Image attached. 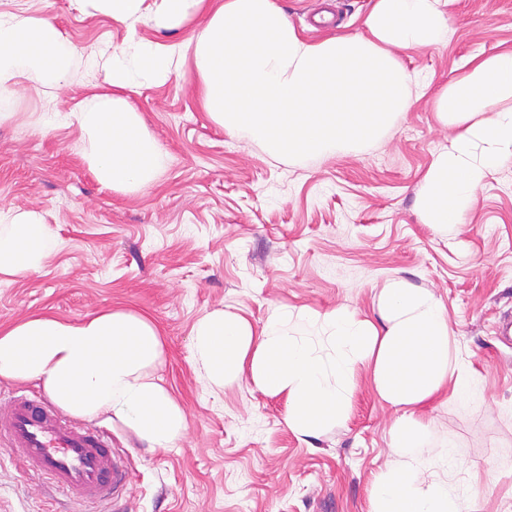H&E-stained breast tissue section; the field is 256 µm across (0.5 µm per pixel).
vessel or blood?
<instances>
[{
    "label": "vessel or blood",
    "instance_id": "b4317fda",
    "mask_svg": "<svg viewBox=\"0 0 512 512\" xmlns=\"http://www.w3.org/2000/svg\"><path fill=\"white\" fill-rule=\"evenodd\" d=\"M0 434L27 468L53 481L77 501L114 498L128 474L112 451V439L61 413L47 400L13 394L0 404Z\"/></svg>",
    "mask_w": 512,
    "mask_h": 512
}]
</instances>
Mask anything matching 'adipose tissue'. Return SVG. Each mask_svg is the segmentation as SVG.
Listing matches in <instances>:
<instances>
[{
	"label": "adipose tissue",
	"mask_w": 512,
	"mask_h": 512,
	"mask_svg": "<svg viewBox=\"0 0 512 512\" xmlns=\"http://www.w3.org/2000/svg\"><path fill=\"white\" fill-rule=\"evenodd\" d=\"M446 4L376 0L367 35L309 41L273 0H224L188 39L135 40L113 54L112 92L86 98L75 114L90 138L85 159L112 188L148 185L164 156L126 93L167 82L189 58L211 118L273 157H332L373 140L408 109L412 92L425 90L399 51L450 44ZM85 63L52 22L0 13V122L14 114L20 79L55 87ZM493 99H512V48L473 57L463 76L439 91L437 118L455 135L423 177L424 223L459 231L488 173L512 163V108L489 111ZM57 246L33 215L0 219V273H35ZM377 309L374 320L341 307L297 318L286 312L258 333L245 319L214 311L196 323L191 347L215 386L244 377L265 394L286 395L288 428L303 438L348 419L358 373L368 370L379 399L400 412L392 434L403 459L374 478L369 512H461L447 481L462 461L457 441L426 452L417 409L445 390L468 408L482 400L480 384L433 292L392 280ZM163 356L152 321L121 310L76 322L40 314L0 330V380L38 381L68 413L118 420L148 447L165 450L183 438L185 423L153 375Z\"/></svg>",
	"instance_id": "1"
}]
</instances>
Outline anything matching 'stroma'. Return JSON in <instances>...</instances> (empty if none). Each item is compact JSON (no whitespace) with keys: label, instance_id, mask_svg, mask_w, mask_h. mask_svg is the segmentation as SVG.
I'll list each match as a JSON object with an SVG mask.
<instances>
[{"label":"stroma","instance_id":"stroma-1","mask_svg":"<svg viewBox=\"0 0 512 512\" xmlns=\"http://www.w3.org/2000/svg\"><path fill=\"white\" fill-rule=\"evenodd\" d=\"M311 40L310 21L328 13L342 35L365 33L375 0H274ZM0 13L53 22L93 64L58 87L24 79L15 113L0 123V216L35 214L59 245L26 276L0 274V328L50 313L77 321L104 310L149 317L165 345L159 370L184 412L177 447L152 450L119 421L98 419L128 472L117 501L72 502L20 465L0 437V512H368L374 477L398 466L391 427L399 412L360 372L342 426L301 438L287 424L288 402L247 379L215 387L191 350L195 323L226 310L254 331L284 311L344 307L376 317L377 296L397 279L445 304L463 360L485 390L483 404L459 410L448 393L425 403L424 439L438 448L455 435L479 476L451 484L462 512H512V469L484 462L512 457V165L484 179L459 234L423 223L417 192L454 131L432 97L469 60L512 47V0H450L454 30L444 49L401 52L431 84L412 95L379 138L333 158H273L240 140L203 106L193 60L181 75L128 95L167 157L151 184L118 191L84 159L87 139L70 114L112 89L109 58L131 39L167 43L201 24L173 30L147 16L116 22L103 0H0ZM49 112L64 113L48 127Z\"/></svg>","mask_w":512,"mask_h":512}]
</instances>
